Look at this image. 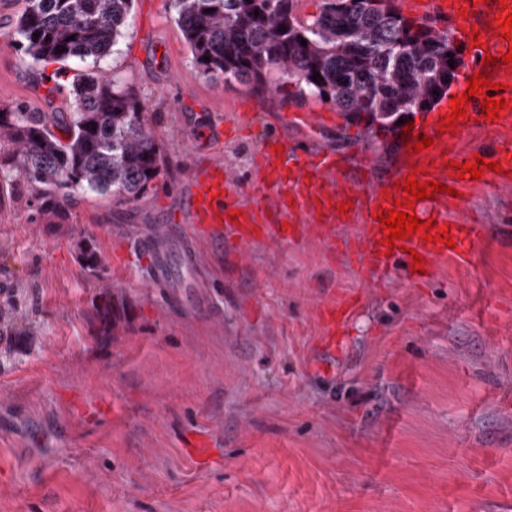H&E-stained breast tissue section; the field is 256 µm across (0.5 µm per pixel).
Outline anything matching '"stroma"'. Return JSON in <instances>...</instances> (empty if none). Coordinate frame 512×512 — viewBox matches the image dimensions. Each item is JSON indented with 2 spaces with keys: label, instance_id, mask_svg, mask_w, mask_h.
<instances>
[{
  "label": "stroma",
  "instance_id": "obj_1",
  "mask_svg": "<svg viewBox=\"0 0 512 512\" xmlns=\"http://www.w3.org/2000/svg\"><path fill=\"white\" fill-rule=\"evenodd\" d=\"M24 7L0 5V109L73 111L69 88L32 85L54 66L19 51ZM65 67L146 104L162 165L136 201L79 191L46 214L0 139V512H512V189L465 190L461 214L488 237L422 287L361 285L310 239L240 260L203 244L197 313L145 287L133 247L137 226L178 222L194 164L222 159L251 201L257 148L279 133L382 178L402 125L350 118L277 70L265 88L205 77L169 0H135L109 56ZM242 98L254 134L199 150ZM295 112L329 119L311 132ZM340 290L363 306L328 354L314 312ZM197 437L209 466L187 451Z\"/></svg>",
  "mask_w": 512,
  "mask_h": 512
}]
</instances>
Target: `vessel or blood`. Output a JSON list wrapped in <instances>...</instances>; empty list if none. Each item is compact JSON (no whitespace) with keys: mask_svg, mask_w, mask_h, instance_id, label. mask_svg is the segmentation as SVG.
Instances as JSON below:
<instances>
[{"mask_svg":"<svg viewBox=\"0 0 512 512\" xmlns=\"http://www.w3.org/2000/svg\"><path fill=\"white\" fill-rule=\"evenodd\" d=\"M420 8L434 17L450 22L456 36L470 40L472 30H480L481 42L492 56L502 57L512 49V42L489 31L493 14L500 8L499 0H478L467 5L466 0H420ZM493 80L505 87L503 96L509 107L500 120L488 122L482 117L480 99L469 98L467 115L456 127L455 133H439L440 118L450 111L449 103H441L437 111L421 115L422 123L414 136L434 138L433 149L413 155L400 154L389 178L340 182L344 159L327 150H307L281 135L269 136L254 160L255 174L265 186L263 196L248 203L233 200L235 185L223 162L191 168L182 194V215L186 230L172 224H154L141 228L138 238L140 250L147 260L143 266L144 281L148 287L161 288L177 274H193L194 294L182 299L185 307H200L197 294L203 278L199 276L196 260L201 242L220 238L230 242L238 251H245L253 243L271 237L287 242L298 238L315 239L328 246L342 244L347 264L354 268L360 283L376 285L388 280L395 271H402L417 284L429 281V272L436 261L451 256L468 257L475 245L486 239V227L467 220L449 222V214L461 208V191L472 186V179H457L456 163L471 160V152L461 150L466 135L479 129L502 136L503 143L494 158L502 165V172L485 171L483 182L500 188L512 186V64L496 68ZM425 167L429 176L441 182L445 190L436 198L417 201L414 214L419 220L437 221L450 225L454 246L443 243H425L419 236L397 240L392 254L380 253L384 232L376 215L379 208L388 207L382 196L384 190L403 181L412 165ZM351 202L347 212H339L340 203ZM419 253L424 269L412 271L411 255ZM357 295L350 294L320 305L315 316L321 326L318 343L335 348L350 317L360 306Z\"/></svg>","mask_w":512,"mask_h":512,"instance_id":"1","label":"vessel or blood"}]
</instances>
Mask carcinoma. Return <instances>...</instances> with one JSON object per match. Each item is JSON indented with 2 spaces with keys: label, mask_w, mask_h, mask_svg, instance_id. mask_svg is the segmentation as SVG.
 Here are the masks:
<instances>
[{
  "label": "carcinoma",
  "mask_w": 512,
  "mask_h": 512,
  "mask_svg": "<svg viewBox=\"0 0 512 512\" xmlns=\"http://www.w3.org/2000/svg\"><path fill=\"white\" fill-rule=\"evenodd\" d=\"M25 2L18 47L36 62L105 58L134 6V0ZM300 2L171 0V6L204 76L261 86L277 69L301 80L305 94L351 117L366 113L395 125L412 112L428 111L464 67L463 58L453 55L452 30L417 27L391 0H322L309 18L299 14ZM282 26L286 31H279ZM72 93L75 111L67 115L22 105L0 110V137L19 152L18 174L43 186L41 207L47 211L56 197L76 190L137 200L161 163L145 104L99 72L77 79ZM61 118L64 140L52 130Z\"/></svg>",
  "instance_id": "carcinoma-1"
}]
</instances>
